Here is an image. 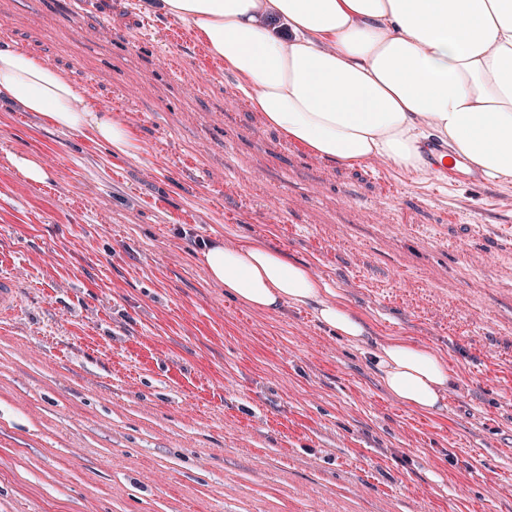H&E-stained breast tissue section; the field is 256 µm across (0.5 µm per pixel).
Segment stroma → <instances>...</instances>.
Listing matches in <instances>:
<instances>
[{
	"instance_id": "1",
	"label": "stroma",
	"mask_w": 512,
	"mask_h": 512,
	"mask_svg": "<svg viewBox=\"0 0 512 512\" xmlns=\"http://www.w3.org/2000/svg\"><path fill=\"white\" fill-rule=\"evenodd\" d=\"M4 44L141 150L0 105V512H512V182L319 157L146 0H0ZM214 239L308 265L364 339L229 298ZM395 338L447 359L442 411L383 386ZM13 164L22 175L29 181L44 183L49 175L44 165L35 157L28 155H17ZM17 300V284L13 278L4 277L0 279V317L4 319L12 313Z\"/></svg>"
}]
</instances>
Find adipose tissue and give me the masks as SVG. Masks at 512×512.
<instances>
[{"instance_id": "ef3b65f1", "label": "adipose tissue", "mask_w": 512, "mask_h": 512, "mask_svg": "<svg viewBox=\"0 0 512 512\" xmlns=\"http://www.w3.org/2000/svg\"><path fill=\"white\" fill-rule=\"evenodd\" d=\"M224 59L266 123L316 155L347 165L385 158L422 170L431 138L459 168L512 181V0H152ZM53 127L92 131L113 154L141 146L133 132L85 103V89L36 56L0 47V104ZM211 279L252 309L314 305L350 340L362 322L307 265L251 242L213 241ZM387 391L438 412L453 380L434 351L394 339L374 355Z\"/></svg>"}]
</instances>
